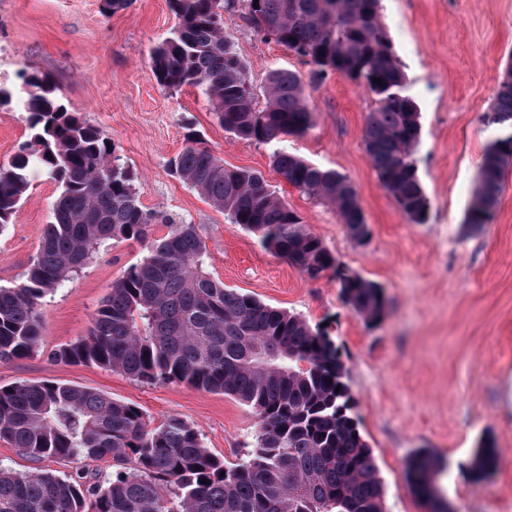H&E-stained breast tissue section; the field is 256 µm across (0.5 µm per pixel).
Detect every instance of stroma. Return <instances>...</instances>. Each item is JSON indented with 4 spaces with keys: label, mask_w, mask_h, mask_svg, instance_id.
<instances>
[{
    "label": "stroma",
    "mask_w": 512,
    "mask_h": 512,
    "mask_svg": "<svg viewBox=\"0 0 512 512\" xmlns=\"http://www.w3.org/2000/svg\"><path fill=\"white\" fill-rule=\"evenodd\" d=\"M100 0H0V80L49 77L70 111L96 125L136 172L142 205L202 228L208 270L225 287L326 325L349 370L361 430L379 468L387 512H425L408 478L419 450L443 458L438 488L448 512H512V164L489 224L471 229L465 212L494 129L482 115L512 66V0H381L386 29L420 110L414 158L428 198L425 223H412L380 185L364 144L376 106L369 90L337 73L315 78V65L257 34L239 13L224 25L255 91L275 70L302 76L313 123L302 136L258 144L224 131L198 87L171 91L151 72L152 47L171 37L168 0H133L103 16ZM19 102L0 107V165L28 137ZM226 167L261 173L309 232L351 270L379 284L389 301L369 326L344 303L331 276L308 278L258 237L233 224L168 170L187 128ZM280 150L346 176L355 186L370 236L357 242L334 210L300 195L273 166ZM56 183L37 176L12 224L0 233V286L19 284L35 255ZM147 250L114 239L55 293L40 313L42 348L0 363V385L26 379L92 388L138 406L151 423L181 417L206 448L236 463L254 442L256 417L233 397L186 385H143L94 365L50 359L84 336L113 282ZM496 467L469 470L480 442ZM0 465L20 472L76 475L86 462L31 460L0 440Z\"/></svg>",
    "instance_id": "stroma-1"
}]
</instances>
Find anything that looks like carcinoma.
Instances as JSON below:
<instances>
[{
  "label": "carcinoma",
  "mask_w": 512,
  "mask_h": 512,
  "mask_svg": "<svg viewBox=\"0 0 512 512\" xmlns=\"http://www.w3.org/2000/svg\"><path fill=\"white\" fill-rule=\"evenodd\" d=\"M173 37L151 52L159 85L201 88L224 130L258 144L300 136L313 115L302 78L270 73L265 105L255 100L246 65L224 32V13L241 8L255 31L319 67L365 85L378 107L364 129L382 187L415 224L428 200L412 152L420 132L416 102L380 13V0H168ZM382 83H376V79ZM29 138L0 166V232L40 172L59 185L53 218L20 284L0 287V362L40 351L41 300L86 266L106 240L147 245L148 254L112 284L87 334L49 353L60 363L95 365L146 385L185 384L224 393L251 408L253 448L237 463L206 448L190 422L169 416L153 426L136 405L51 380L0 386V440L33 459L112 460V474L16 472L0 467V512H386L373 452L364 439L348 369L326 329L224 287L207 270L201 227L146 210L136 174L111 139L69 112L48 77L24 76ZM482 122L499 135L488 145L465 223L478 229L498 206L503 167L512 160V69ZM276 170L291 187L330 204L348 234L370 230L353 184L341 173L279 151ZM170 170L231 223L312 279L332 271L344 302L368 324L380 322L383 288L349 272L264 177L228 169L191 133ZM167 233L153 236L154 226ZM496 464L488 443L470 463ZM439 458L410 460L408 477L426 512H448L440 498Z\"/></svg>",
  "instance_id": "1"
}]
</instances>
